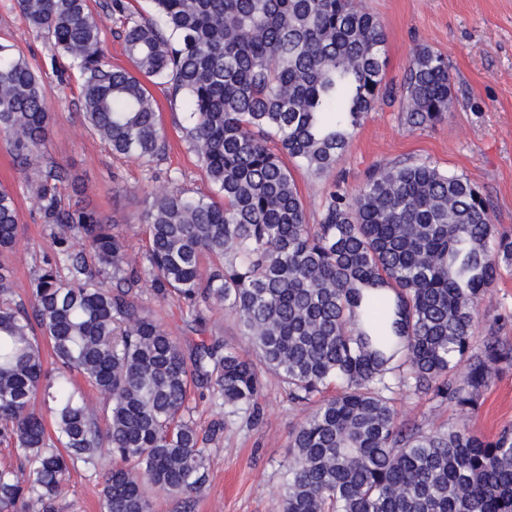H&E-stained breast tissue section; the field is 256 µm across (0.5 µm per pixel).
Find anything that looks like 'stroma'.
<instances>
[{"instance_id":"stroma-1","label":"stroma","mask_w":512,"mask_h":512,"mask_svg":"<svg viewBox=\"0 0 512 512\" xmlns=\"http://www.w3.org/2000/svg\"><path fill=\"white\" fill-rule=\"evenodd\" d=\"M380 18L386 37L385 81L390 100L381 102L358 126L335 170L316 177L306 170L294 176L303 195L308 223H318L333 186L353 191L375 167L404 159L426 160L440 169L466 176L492 205L497 232L512 235V0H359ZM0 43L19 49L49 90L52 121L38 150V166L22 165L0 133V188L10 190L18 210V260L7 295L11 303H28L30 284L47 265L58 262L54 230L36 204L40 173L56 167L65 175L56 188L66 204H79L105 223L115 225L132 249L146 244L142 216L152 193L176 186L207 196L217 189L187 148L181 130L186 107L162 85H151L161 114L168 150L163 160L144 166L113 155L86 129L80 111V77L61 86L53 71V49L36 37L15 0H0ZM425 46L442 53L452 74L454 106L440 121L409 127L402 112V85L412 52ZM140 304L165 316L184 349L203 335L246 349L233 317L220 308H202L206 333L194 331L184 305L161 300L144 290ZM481 328L496 325L512 338V274H504L480 306ZM259 419H225L219 400L194 396L193 419L200 434L215 421L224 430L218 450L209 457V481L193 496L188 512H279L286 479L289 432L302 408L288 389L265 377L257 396ZM479 434L492 436L512 426V370L504 372L480 400L468 420ZM105 465L72 471L56 512H103Z\"/></svg>"}]
</instances>
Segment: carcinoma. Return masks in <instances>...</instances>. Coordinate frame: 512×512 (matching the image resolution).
<instances>
[{
	"instance_id": "1",
	"label": "carcinoma",
	"mask_w": 512,
	"mask_h": 512,
	"mask_svg": "<svg viewBox=\"0 0 512 512\" xmlns=\"http://www.w3.org/2000/svg\"><path fill=\"white\" fill-rule=\"evenodd\" d=\"M118 33L133 70L104 61L88 0H16L30 29L80 73L84 124L112 153L160 160L166 140L147 78L185 98V138L222 199L165 188L132 251L94 213L61 202L44 172L45 223L69 270L34 279L29 307L0 304V442L23 459L0 467V512H55L78 466L102 458L105 512H151L146 487L190 495L208 480L191 389L224 416L259 417L265 375L314 406L291 432L280 512H512V428L471 431L483 392L512 369V341L476 339L478 308L512 237L462 174L403 160L331 191L310 224L288 163L332 171L352 131L385 94L382 22L357 0H149ZM411 127L452 105L448 61L420 46L402 89ZM48 90L23 54L0 44V132L28 162L45 141ZM15 199L0 189V249H15ZM89 244V265L70 241ZM112 279L103 287L102 279ZM162 299L233 315L256 357L203 340L185 355ZM39 327L43 338L34 334ZM49 347L55 367L45 364ZM84 376L92 399L72 388ZM42 396L43 407L36 405ZM424 396L460 416L448 427L399 420L395 403Z\"/></svg>"
}]
</instances>
